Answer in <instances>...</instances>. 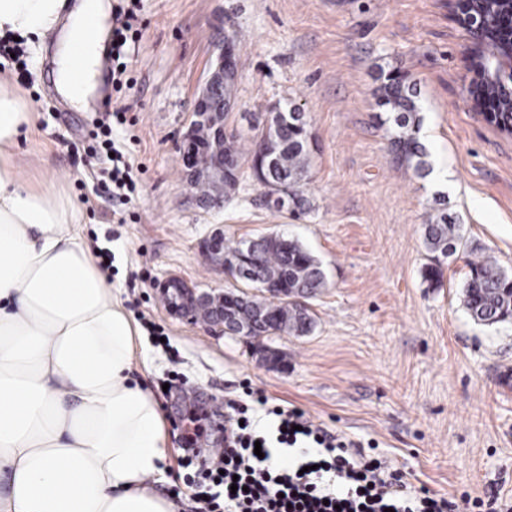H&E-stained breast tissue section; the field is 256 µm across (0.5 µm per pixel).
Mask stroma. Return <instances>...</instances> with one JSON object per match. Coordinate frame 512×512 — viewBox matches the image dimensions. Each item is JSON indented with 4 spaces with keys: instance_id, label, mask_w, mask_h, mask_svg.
Returning a JSON list of instances; mask_svg holds the SVG:
<instances>
[{
    "instance_id": "35a3bbf8",
    "label": "stroma",
    "mask_w": 512,
    "mask_h": 512,
    "mask_svg": "<svg viewBox=\"0 0 512 512\" xmlns=\"http://www.w3.org/2000/svg\"><path fill=\"white\" fill-rule=\"evenodd\" d=\"M137 14L132 85L100 88L126 107L129 122L112 138L143 168L128 204L112 196L111 162L80 149L99 103L80 112L57 92L55 35L26 43L27 79L10 67L0 78L33 114L14 149L24 182L75 204L94 263L137 328L133 375L157 401L167 436L159 490L196 512L177 462L184 437L197 423L203 456L215 457V429L235 402L266 435L267 407L299 409L414 489L459 502L512 499V324H475L463 307L468 259L488 253L512 272V136L466 101L471 39L448 0H138ZM225 32L244 63L227 124L247 137L272 105L304 115L310 209L300 218L267 207L245 155L223 208H204L187 186L178 144ZM394 72L417 90L418 138L432 170L447 169L443 181L392 149L393 116L377 108L376 90ZM444 211L465 246L442 258L433 288L423 277L425 228ZM217 230L233 241L287 234L325 272L310 301L313 330L269 341L279 365L172 315L159 293L169 276L224 287V272L200 251Z\"/></svg>"
}]
</instances>
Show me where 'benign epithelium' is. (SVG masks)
Segmentation results:
<instances>
[{
	"label": "benign epithelium",
	"mask_w": 512,
	"mask_h": 512,
	"mask_svg": "<svg viewBox=\"0 0 512 512\" xmlns=\"http://www.w3.org/2000/svg\"><path fill=\"white\" fill-rule=\"evenodd\" d=\"M453 17L458 24L473 29L482 35L486 31L501 27L512 33V2L504 9V15L492 17L484 9L472 4V0H453ZM481 49L484 54L483 67H472L471 82L495 89L494 98L506 97L512 100V47L484 38ZM236 47L233 39L226 35L219 45L215 62L208 68L198 88L192 110V120L184 132L179 149L187 186L204 182L211 187V193L203 199L208 206H221L224 202V175L231 168L229 148L239 136V131L224 124V115L236 104L235 89L239 72L235 68ZM276 132L265 126L255 148L257 171L255 179L265 187L266 199L279 206L288 204V193L270 192L266 173L274 167L273 141ZM205 259L224 270L229 282L247 277L248 270L242 259L224 257L223 234L213 233L202 245ZM160 292L168 302L169 310L191 322L221 325L224 321V303L236 302L239 296L222 289L200 292L182 279L171 276L165 279ZM274 323L268 313L259 312L252 323L236 327L241 338L251 342L260 360L276 365L281 362L277 350L264 343V330Z\"/></svg>",
	"instance_id": "obj_1"
}]
</instances>
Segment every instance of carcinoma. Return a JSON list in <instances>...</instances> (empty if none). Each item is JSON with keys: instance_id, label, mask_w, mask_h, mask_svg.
<instances>
[{"instance_id": "1", "label": "carcinoma", "mask_w": 512, "mask_h": 512, "mask_svg": "<svg viewBox=\"0 0 512 512\" xmlns=\"http://www.w3.org/2000/svg\"><path fill=\"white\" fill-rule=\"evenodd\" d=\"M377 105L385 112L394 114L396 130L393 144L402 158L414 163L415 169L423 172L428 169L427 153L416 138L419 129L416 95L402 78L395 75L386 77L380 86ZM270 125L278 126L280 143L276 147L275 173H283L293 181L290 186L292 200L286 210L294 216L305 214L310 202L303 195L301 181L307 165L308 132L302 114L290 109L275 112L268 119ZM428 251L446 257L457 251L462 236L459 225L448 214L442 213L425 230ZM258 258L255 277L239 281L242 288L260 287L259 280L268 276H280L290 288L303 286L315 293L325 286V274L319 263L296 240H288V247L263 245L261 240L253 241ZM469 276L464 287V304L470 318L477 324H512V274L503 269L491 256H479L468 262ZM263 304L273 314L288 313V330L291 334H305L314 325L311 311L295 312L293 306L285 305L283 299L268 300L258 294L251 295L249 303L240 307L237 319L247 321L252 305Z\"/></svg>"}]
</instances>
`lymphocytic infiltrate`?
<instances>
[{
  "label": "lymphocytic infiltrate",
  "instance_id": "f902f5d3",
  "mask_svg": "<svg viewBox=\"0 0 512 512\" xmlns=\"http://www.w3.org/2000/svg\"><path fill=\"white\" fill-rule=\"evenodd\" d=\"M112 30V85L127 87V51L138 40L134 8L119 9ZM126 110L113 107L96 118L87 134V149L93 154H111L112 195L131 200L138 179L128 154L117 150L111 138L114 127L126 124ZM274 438L240 426L246 409H239L231 424L226 445L215 467L188 476V486L220 484L208 493L201 512H459L455 502L430 493L410 494L400 475L387 473L380 461H355L344 440H332L304 412L274 408ZM302 445L314 453V467L302 463L273 465L272 443Z\"/></svg>",
  "mask_w": 512,
  "mask_h": 512
}]
</instances>
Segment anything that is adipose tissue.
<instances>
[{
	"instance_id": "adipose-tissue-1",
	"label": "adipose tissue",
	"mask_w": 512,
	"mask_h": 512,
	"mask_svg": "<svg viewBox=\"0 0 512 512\" xmlns=\"http://www.w3.org/2000/svg\"><path fill=\"white\" fill-rule=\"evenodd\" d=\"M0 0V35L42 38L66 24L58 88L85 104L71 42L106 0ZM19 91L0 83V512H180L155 489L167 442L160 408L134 384L137 329L94 264L62 192L26 186L11 152L30 125Z\"/></svg>"
}]
</instances>
